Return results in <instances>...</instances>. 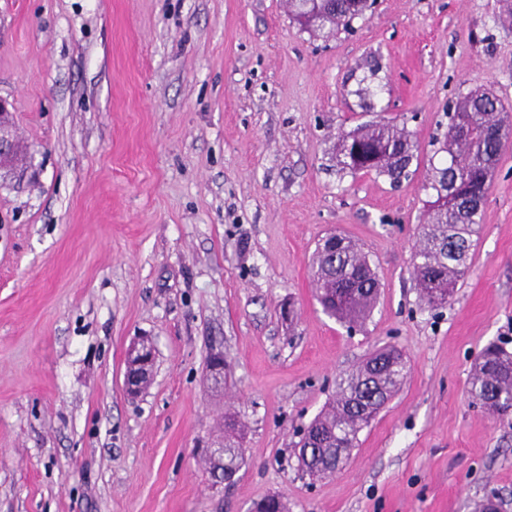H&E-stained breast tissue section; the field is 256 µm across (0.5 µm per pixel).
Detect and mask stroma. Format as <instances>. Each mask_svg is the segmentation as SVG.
Here are the masks:
<instances>
[{"mask_svg": "<svg viewBox=\"0 0 512 512\" xmlns=\"http://www.w3.org/2000/svg\"><path fill=\"white\" fill-rule=\"evenodd\" d=\"M503 0H377L352 30L302 27L288 0H0V96L35 174L0 184V512H512V414L469 382L512 352V135L444 307L413 276L434 139L475 90L512 105ZM418 145L411 177L336 166L379 120ZM360 243L379 281L347 329L315 298L317 243ZM292 304L293 323L280 317ZM151 339L138 398L127 352ZM410 372L332 475L297 431L376 348ZM224 354L226 386L206 380ZM234 413L231 485L201 457Z\"/></svg>", "mask_w": 512, "mask_h": 512, "instance_id": "1", "label": "stroma"}]
</instances>
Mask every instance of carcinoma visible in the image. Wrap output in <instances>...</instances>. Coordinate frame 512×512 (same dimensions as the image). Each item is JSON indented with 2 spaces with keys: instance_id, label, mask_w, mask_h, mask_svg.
<instances>
[{
  "instance_id": "obj_1",
  "label": "carcinoma",
  "mask_w": 512,
  "mask_h": 512,
  "mask_svg": "<svg viewBox=\"0 0 512 512\" xmlns=\"http://www.w3.org/2000/svg\"><path fill=\"white\" fill-rule=\"evenodd\" d=\"M370 7L368 0H323L306 27L347 30ZM505 107L494 96L469 94L459 99L449 116L440 150L450 163L433 168L427 187L436 192L427 217L420 220L413 255V274L423 298L433 307L448 303L467 269L472 236L478 232L487 186L499 161L503 143L485 132L503 125ZM342 169L352 174L373 172L398 181L407 176L416 145L409 132L394 121L380 120L361 127L353 139L338 143ZM312 277L316 297L325 312L349 326L369 317L379 283L366 255L338 234L318 246ZM408 360L393 346L382 347L342 377L336 398L306 428L300 441L315 439L314 448L299 450L301 468L311 478L334 473L349 455L359 433L397 392L407 377ZM469 395L486 411H512V353L491 345L475 365ZM224 467L220 479L232 481L244 458L242 429L224 418ZM255 512H287L279 496L255 505Z\"/></svg>"
}]
</instances>
